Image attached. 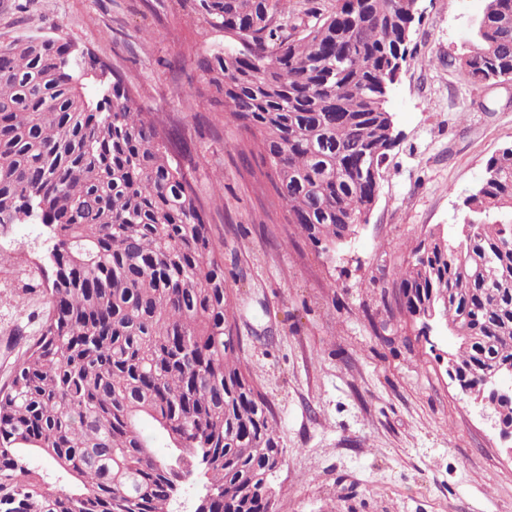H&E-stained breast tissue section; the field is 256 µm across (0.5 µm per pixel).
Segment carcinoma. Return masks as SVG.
Here are the masks:
<instances>
[{
	"label": "carcinoma",
	"mask_w": 512,
	"mask_h": 512,
	"mask_svg": "<svg viewBox=\"0 0 512 512\" xmlns=\"http://www.w3.org/2000/svg\"><path fill=\"white\" fill-rule=\"evenodd\" d=\"M224 30L206 60L226 117L260 143L261 177L314 247L367 221L396 140L385 99L408 50L405 0H335L285 36L290 0H191ZM451 62L475 85L512 79V0H485ZM449 235L399 273L407 314L454 336L460 390L512 368V146L490 157ZM51 228L47 319L0 388V512H275L283 460L269 403L245 375L206 214L170 139L121 79L42 34L0 44V226ZM483 392V391H481ZM512 425V394L483 392ZM149 421L168 454L153 451ZM36 454L51 466H27ZM202 493L203 482L199 480L188 482L171 502L170 510L172 512H194Z\"/></svg>",
	"instance_id": "carcinoma-1"
}]
</instances>
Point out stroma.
I'll return each mask as SVG.
<instances>
[{"instance_id": "1", "label": "stroma", "mask_w": 512, "mask_h": 512, "mask_svg": "<svg viewBox=\"0 0 512 512\" xmlns=\"http://www.w3.org/2000/svg\"><path fill=\"white\" fill-rule=\"evenodd\" d=\"M387 109L396 145L367 223L315 250L256 176L258 143L224 118L201 61L224 33L190 0H6L0 44L53 32L116 71L143 111L191 142L241 360L285 461L275 512H512V459L448 376L450 341L402 309L397 274L462 223L485 161L512 145V80L476 86L448 58L484 0H420ZM40 224L0 227V385L47 315Z\"/></svg>"}]
</instances>
